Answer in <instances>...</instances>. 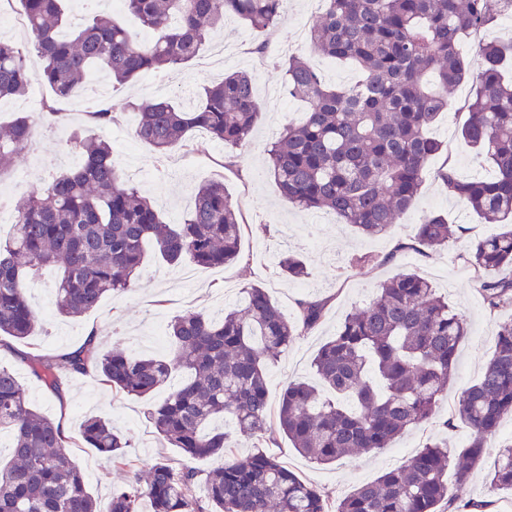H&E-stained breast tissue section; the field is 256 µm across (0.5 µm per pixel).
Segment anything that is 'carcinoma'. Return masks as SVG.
I'll list each match as a JSON object with an SVG mask.
<instances>
[{"mask_svg":"<svg viewBox=\"0 0 512 512\" xmlns=\"http://www.w3.org/2000/svg\"><path fill=\"white\" fill-rule=\"evenodd\" d=\"M151 34L140 41L111 15L87 4L88 23L63 35L62 0H19L24 23L43 60L30 69L25 55L0 40V97L23 96L39 81L52 90L43 110L60 105L93 71L124 84L140 76L187 64L207 37L233 16L248 27L275 26L285 0H123ZM310 29L314 51L354 61L361 79L332 86L300 55L285 65L288 95L305 99L304 123L288 126L266 150L268 171L288 202L302 210H329L369 238L385 235L413 205L429 161L444 145L428 135L448 110V90L474 84L463 104L468 119L462 138L491 165L488 179H461L451 165L437 171L448 195L466 204L495 235L468 242L463 258L477 274L512 268V41L482 45L472 65L459 38L478 34L505 13L512 0H320ZM136 138L165 153L195 129L224 146H246L262 112L252 76L235 72L205 88L192 108L167 101L131 104ZM28 115L0 127V176L33 139ZM66 146L81 164L56 175L38 192L22 195L15 223L0 239V345L35 334L38 310L26 282L44 266L61 268L55 306L80 316L103 297L127 291L139 275L144 245H154L169 264L189 261L215 267L240 259L242 222L224 182L208 180L195 190L183 222L166 224L151 200L128 184L112 160V145L99 135L73 130ZM462 230L440 212L424 215L413 240L386 255L392 261L408 249L442 248ZM291 281L307 275L304 260H280ZM481 291L491 311L512 306V278L484 279ZM239 307L214 320L202 312L175 317L169 326L175 355L131 356L95 342L49 355L30 365L31 374L57 399L69 378L95 372L117 393L147 396L168 385L179 368L187 382L148 410L157 433L189 459L222 457L196 494L198 472L155 463L146 480L112 489L108 512H443L455 495L448 490L452 454L434 437L402 465L333 501L299 478L268 449L282 435L300 454L331 465L350 451L390 448L405 433L432 418L448 395L459 346L468 326L426 278L402 271L380 284L376 296L346 315L336 335L314 358L320 385L291 382L272 429L266 370L300 336L320 324L331 297L309 295L288 318L267 291L242 289ZM456 420L470 431L458 452L456 491L466 488L487 439L512 417V323L497 334L494 353L481 378L459 398ZM217 418L234 432L207 426ZM12 436L8 460L0 459V512H100L85 476L67 453L68 436L32 407L15 373L0 365V432ZM83 442L121 470L133 468L130 444L104 417L83 421ZM254 451L239 457L236 438ZM491 490L512 491V443L499 448L488 475Z\"/></svg>","mask_w":512,"mask_h":512,"instance_id":"carcinoma-1","label":"carcinoma"}]
</instances>
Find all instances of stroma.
Returning <instances> with one entry per match:
<instances>
[{"label": "stroma", "instance_id": "1", "mask_svg": "<svg viewBox=\"0 0 512 512\" xmlns=\"http://www.w3.org/2000/svg\"><path fill=\"white\" fill-rule=\"evenodd\" d=\"M317 13L316 0H286L281 20L270 31H255L228 19L223 30L214 33L199 55L185 66L156 76L144 75L126 85L110 86L102 94L87 86L82 89L86 106L101 100L112 110L114 121L103 134L112 144L113 157L125 178L155 201L166 223H180L192 204L196 187L209 178L220 177L246 224L240 261L216 268L193 267V279L188 282L183 278V265H171L156 255H147L130 290L106 295L95 309L78 318L65 319L57 314L52 292L56 272L44 270L39 278L31 280L28 289L31 300L40 309L35 335L15 343L13 351L0 350V364L14 370L27 388L33 407L61 421L67 435L76 439L82 420L89 415L105 416L119 428L131 444L133 473L138 477H146L151 466L162 459L177 467L191 464L202 475L217 467L219 461H186L179 449L159 437L145 412L167 396V389L142 398L115 394L103 388L90 373L68 382V399L62 403L31 375L28 359L77 348L90 331L96 333L103 346L123 348L132 356L166 353L167 325L174 317L198 311L220 319L224 310L238 305L242 288L251 284L266 288L276 305L290 317L296 313L297 300L305 296L331 299L324 320L268 367L269 398L274 406L288 383L316 382L313 359L319 347L336 334L348 312L368 303L381 282L403 270H413L431 281L468 323L456 371L448 384V397L431 420L393 447L370 454L354 452L330 466L316 464L296 452L286 438H278L272 449L289 469L340 498L385 469L402 465L423 444L426 434L433 432L447 438L454 451L469 441L467 428L460 424L450 428L446 422L462 392L479 380L495 349L500 324L512 320V306L489 311L480 293V279L460 259L458 243L424 253L408 250L393 262L386 261L385 256L397 241L412 239L421 218L432 211L445 213L450 223L466 227L470 239L497 233L499 225L484 223L449 197L433 175L439 166L435 160L430 163L431 170L426 173L413 206L399 224L378 239L362 236L353 226L339 223L332 213L299 211L280 194L263 167L269 143L288 124L303 121L307 110L305 103L291 98L285 88L284 65L289 55L305 57L332 85L348 84L356 74L354 65L340 64L313 52L307 32ZM262 41L269 46L264 57L254 51ZM234 70L252 75L262 112L246 147L232 150L223 142L208 138L204 131L195 130L192 138L204 142L205 149L186 156L182 165L177 166L173 153H158L135 139L137 116L130 111V102L163 97L188 108L197 104L205 87ZM471 93L472 86L467 82L449 91L448 109L440 115L432 134L447 142L448 162L460 176L486 177L491 174V167L476 157L460 135L467 119L462 104ZM50 96V89L40 84L35 95L0 99V123H8L19 115L31 116L39 122L38 133L24 155L14 162L9 173L0 177V197L13 199L20 192L38 190L64 164L78 161L77 155L67 152L62 139L64 132L86 127L84 109L64 103L65 118L61 125L48 124L43 119L42 102ZM288 252L305 258L309 270L305 281L291 282L279 274L278 259ZM363 254L371 256L370 264H351L352 256ZM511 441L512 418L504 420L498 434L488 441L481 463L452 504V512H469L465 503L471 499L492 500L491 512H512V493L490 492L487 483L500 446ZM68 452L85 473L101 508H108L113 486L126 480L129 473L113 468L96 449L77 439Z\"/></svg>", "mask_w": 512, "mask_h": 512}]
</instances>
